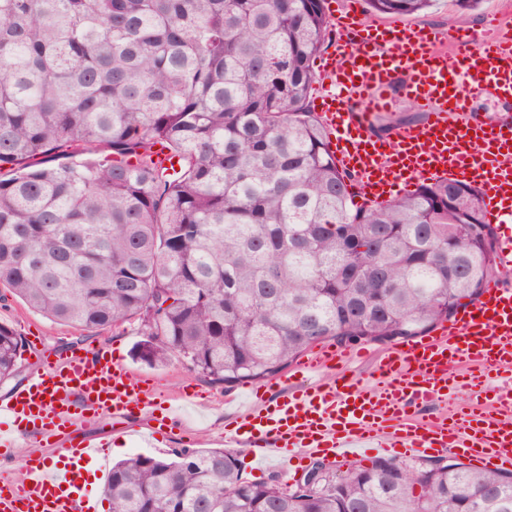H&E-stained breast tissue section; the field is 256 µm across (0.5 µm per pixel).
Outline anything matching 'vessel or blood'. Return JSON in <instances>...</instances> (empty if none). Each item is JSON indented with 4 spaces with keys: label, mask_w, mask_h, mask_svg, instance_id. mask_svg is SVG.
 <instances>
[{
    "label": "vessel or blood",
    "mask_w": 512,
    "mask_h": 512,
    "mask_svg": "<svg viewBox=\"0 0 512 512\" xmlns=\"http://www.w3.org/2000/svg\"><path fill=\"white\" fill-rule=\"evenodd\" d=\"M336 52L322 56V90L314 109L330 133V150L353 176L352 193L381 202L403 185L458 177L475 185L491 224L507 226L498 260L512 268V120L468 118L474 95L512 99V37L502 22L477 33L419 25L367 23L358 0L337 13ZM406 101L426 110L419 124L385 135L378 114ZM372 358L370 381L336 373L352 359ZM471 399L448 411L459 371ZM303 385L280 394L251 390L224 443L245 446L257 464L295 453L337 458L362 448L419 456L447 455L476 468L512 471V288L493 281L479 302L462 307L435 333L403 340L383 355L322 348L296 368ZM143 415L176 422L156 381L137 377L102 350L42 352L26 384L0 400V465L27 433L53 437L56 460L31 457L21 477L0 472V512H98L79 483L88 465L105 469V444L77 439L76 429L101 416Z\"/></svg>",
    "instance_id": "1"
}]
</instances>
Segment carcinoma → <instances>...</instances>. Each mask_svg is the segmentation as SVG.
<instances>
[{
  "label": "carcinoma",
  "instance_id": "cac0c4a2",
  "mask_svg": "<svg viewBox=\"0 0 512 512\" xmlns=\"http://www.w3.org/2000/svg\"><path fill=\"white\" fill-rule=\"evenodd\" d=\"M332 34L323 0H0V285L88 334L135 325L143 361L226 388L477 302L500 269L476 187L355 201L312 108ZM26 350L0 324L1 383ZM308 468L284 488L221 448L135 454L104 495L112 512H512V474L460 462Z\"/></svg>",
  "mask_w": 512,
  "mask_h": 512
}]
</instances>
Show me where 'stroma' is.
I'll list each match as a JSON object with an SVG mask.
<instances>
[{"instance_id": "1", "label": "stroma", "mask_w": 512, "mask_h": 512, "mask_svg": "<svg viewBox=\"0 0 512 512\" xmlns=\"http://www.w3.org/2000/svg\"><path fill=\"white\" fill-rule=\"evenodd\" d=\"M491 13L500 14L512 22V0H483L477 10L469 13L456 11L451 0H439L435 9L413 17L412 22L436 28L466 26L477 30ZM0 323L8 324L25 337L41 336L46 345L60 352L78 344L90 350H111L133 374L158 379V393L174 408L181 420L180 428L151 431L139 427L137 420L131 419L121 429L112 417H105L96 428L88 430L87 435L108 443L110 461L116 462L133 454L165 457L179 448H220L224 445L225 430L234 426L236 414L224 406V388L209 383L175 359L159 366L141 361L136 351L139 338L132 327L124 326L86 338L75 328L30 310L8 293L0 295ZM187 382L206 399L205 408L182 403V386Z\"/></svg>"}]
</instances>
